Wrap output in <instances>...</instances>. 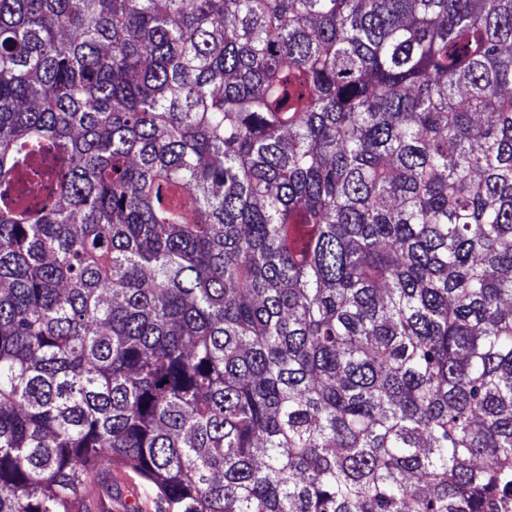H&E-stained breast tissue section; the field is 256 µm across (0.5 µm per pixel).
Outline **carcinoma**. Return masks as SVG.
I'll return each mask as SVG.
<instances>
[{
  "label": "carcinoma",
  "instance_id": "cac0c4a2",
  "mask_svg": "<svg viewBox=\"0 0 512 512\" xmlns=\"http://www.w3.org/2000/svg\"><path fill=\"white\" fill-rule=\"evenodd\" d=\"M512 501V0H0V512ZM112 500L104 501L100 506L102 512H133L128 511L135 507L139 512H154L152 497L141 486L139 478L131 472L115 470L112 468Z\"/></svg>",
  "mask_w": 512,
  "mask_h": 512
}]
</instances>
